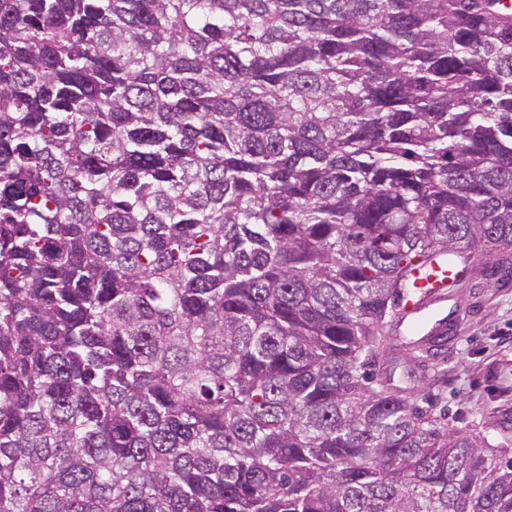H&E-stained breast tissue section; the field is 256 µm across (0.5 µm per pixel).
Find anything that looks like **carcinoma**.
<instances>
[{
  "label": "carcinoma",
  "mask_w": 512,
  "mask_h": 512,
  "mask_svg": "<svg viewBox=\"0 0 512 512\" xmlns=\"http://www.w3.org/2000/svg\"><path fill=\"white\" fill-rule=\"evenodd\" d=\"M444 264L512 275L501 0H0V512H512L381 368Z\"/></svg>",
  "instance_id": "carcinoma-1"
}]
</instances>
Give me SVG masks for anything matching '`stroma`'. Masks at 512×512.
I'll use <instances>...</instances> for the list:
<instances>
[{
    "mask_svg": "<svg viewBox=\"0 0 512 512\" xmlns=\"http://www.w3.org/2000/svg\"><path fill=\"white\" fill-rule=\"evenodd\" d=\"M424 316L447 322L451 338L426 367L396 359L395 384L432 397L461 427L491 412L512 417V281L464 285Z\"/></svg>",
    "mask_w": 512,
    "mask_h": 512,
    "instance_id": "obj_1",
    "label": "stroma"
}]
</instances>
